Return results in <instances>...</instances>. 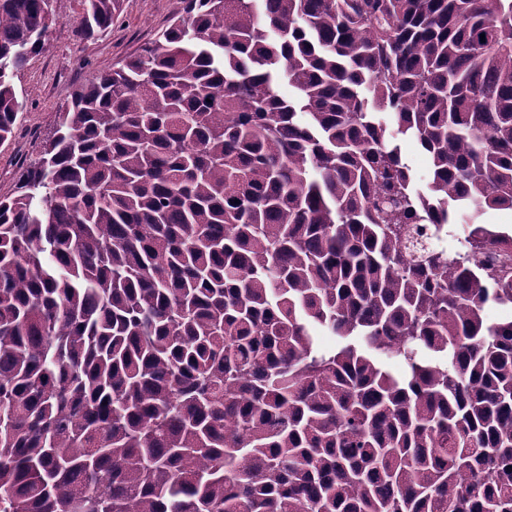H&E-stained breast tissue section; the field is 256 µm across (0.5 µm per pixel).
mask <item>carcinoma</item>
<instances>
[{"instance_id": "obj_1", "label": "carcinoma", "mask_w": 512, "mask_h": 512, "mask_svg": "<svg viewBox=\"0 0 512 512\" xmlns=\"http://www.w3.org/2000/svg\"><path fill=\"white\" fill-rule=\"evenodd\" d=\"M182 4L0 196V512H512V0ZM396 143L400 147L403 161L410 166L415 175L417 187L425 189L430 174L429 159L426 151L412 137L399 136Z\"/></svg>"}]
</instances>
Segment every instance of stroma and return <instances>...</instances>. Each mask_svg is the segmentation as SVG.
I'll list each match as a JSON object with an SVG mask.
<instances>
[{"instance_id": "35a3bbf8", "label": "stroma", "mask_w": 512, "mask_h": 512, "mask_svg": "<svg viewBox=\"0 0 512 512\" xmlns=\"http://www.w3.org/2000/svg\"><path fill=\"white\" fill-rule=\"evenodd\" d=\"M181 7V0H127L112 28L84 38L78 32L81 0H52L55 20L45 45L14 79L24 111L13 138L0 144V195L12 193L22 168L38 157L73 91L138 54Z\"/></svg>"}]
</instances>
